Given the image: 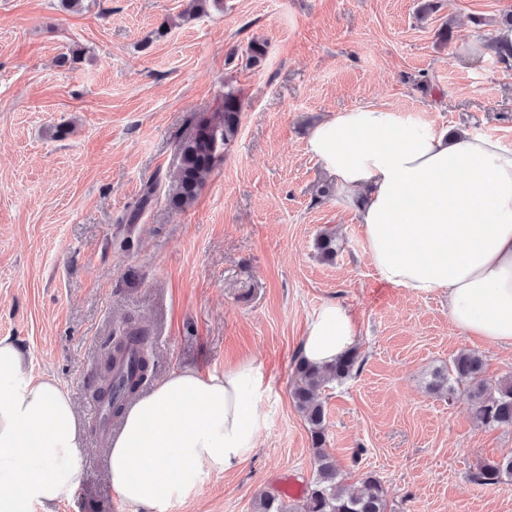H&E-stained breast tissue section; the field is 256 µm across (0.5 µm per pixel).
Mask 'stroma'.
I'll use <instances>...</instances> for the list:
<instances>
[{
  "label": "stroma",
  "mask_w": 512,
  "mask_h": 512,
  "mask_svg": "<svg viewBox=\"0 0 512 512\" xmlns=\"http://www.w3.org/2000/svg\"><path fill=\"white\" fill-rule=\"evenodd\" d=\"M423 2L224 0L185 22L189 0H83L77 12L0 0V337L69 390L85 427L76 496L34 512H129L87 430L112 332L129 317L149 332L152 381L251 362L267 384L257 448L172 512H254L284 479L309 486L311 438L291 390L306 325L329 301L360 327L356 372L319 394L340 480L374 472L388 512H512V486L474 479L480 462L512 453V428L483 426L464 391L432 388L464 350L487 378L512 377V349L462 333L447 298L381 282L355 215L305 149L324 115L372 103L512 146V67L460 56L512 0H434L427 14ZM254 40L266 44L256 64ZM228 86L240 131L193 204L160 196L133 228L119 224L147 182H169L177 141ZM327 230L330 260L315 248Z\"/></svg>",
  "instance_id": "1"
}]
</instances>
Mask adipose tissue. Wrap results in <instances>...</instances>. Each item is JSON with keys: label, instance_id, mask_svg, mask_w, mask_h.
<instances>
[{"label": "adipose tissue", "instance_id": "ef3b65f1", "mask_svg": "<svg viewBox=\"0 0 512 512\" xmlns=\"http://www.w3.org/2000/svg\"><path fill=\"white\" fill-rule=\"evenodd\" d=\"M306 149L353 209L380 280L416 297L442 294L463 333L512 345V148L467 129L367 105L326 116ZM359 334L330 301L308 322L301 358L319 367ZM264 391L245 362L221 373L169 374L125 410L106 476L130 512H170L205 476L236 469L255 448ZM82 433L71 396L34 375L0 337V512L71 500Z\"/></svg>", "mask_w": 512, "mask_h": 512}]
</instances>
